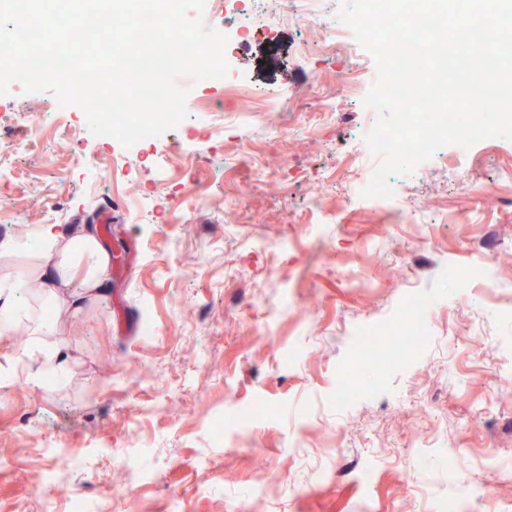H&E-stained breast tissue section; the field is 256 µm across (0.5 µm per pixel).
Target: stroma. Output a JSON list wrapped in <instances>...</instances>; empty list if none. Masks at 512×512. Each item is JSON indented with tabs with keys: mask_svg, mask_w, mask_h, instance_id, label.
<instances>
[{
	"mask_svg": "<svg viewBox=\"0 0 512 512\" xmlns=\"http://www.w3.org/2000/svg\"><path fill=\"white\" fill-rule=\"evenodd\" d=\"M244 25L240 86L201 85L186 103L207 133L172 131L141 157L75 135L79 106L57 112L51 93L0 95V149L23 172L0 177L8 238L87 225L128 253L82 310H44L53 335L24 320L25 341L0 335V512L48 499L57 512H512V141L437 150L396 184L415 212L391 223L350 201V171L379 163L360 138L377 112L350 97L315 128L299 110L339 77L335 57L311 58L319 23ZM266 92L284 111H258ZM224 100L255 112L252 157L237 113L207 109ZM87 154L107 171L93 185ZM456 264L492 277L447 283ZM410 301L423 335L394 330ZM368 329L406 360L367 356ZM44 346L69 356L61 385L28 379ZM225 414L243 426L214 432ZM116 444L127 469L108 458Z\"/></svg>",
	"mask_w": 512,
	"mask_h": 512,
	"instance_id": "35a3bbf8",
	"label": "stroma"
}]
</instances>
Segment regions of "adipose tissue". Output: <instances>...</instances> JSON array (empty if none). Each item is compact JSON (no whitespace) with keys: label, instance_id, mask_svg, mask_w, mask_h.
Wrapping results in <instances>:
<instances>
[{"label":"adipose tissue","instance_id":"adipose-tissue-1","mask_svg":"<svg viewBox=\"0 0 512 512\" xmlns=\"http://www.w3.org/2000/svg\"><path fill=\"white\" fill-rule=\"evenodd\" d=\"M30 253L33 266L28 277H0V334L6 335L19 320L31 316V289L39 287L44 301H52L58 289H70L69 305L80 306L101 296L110 277L111 257L95 232L83 228L73 238L56 225L37 227L33 237L13 240L0 254Z\"/></svg>","mask_w":512,"mask_h":512}]
</instances>
